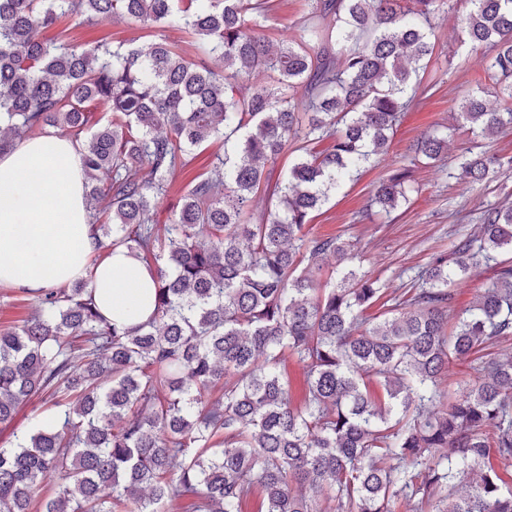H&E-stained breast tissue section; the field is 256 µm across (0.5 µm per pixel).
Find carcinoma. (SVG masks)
<instances>
[{
  "label": "carcinoma",
  "instance_id": "carcinoma-1",
  "mask_svg": "<svg viewBox=\"0 0 512 512\" xmlns=\"http://www.w3.org/2000/svg\"><path fill=\"white\" fill-rule=\"evenodd\" d=\"M299 36L278 49L256 32L272 0H0V153L52 129L84 143L85 196L98 247L123 246L157 274L136 327L98 310L84 283L34 297L0 330V425L37 397L50 429L0 448V512H512V355H486L457 397L448 364L512 338V202L481 215V236L438 257L380 315L388 294L310 214L386 151L435 53L447 0H308ZM466 40L486 49L491 109L466 94L459 116L485 138L512 125V0H469ZM181 24L191 59L165 41L66 48L42 37L65 19ZM224 63L218 73L209 59ZM269 85L228 91L255 69ZM111 112L91 122L87 103ZM224 141L172 223L153 224L169 178L193 149ZM333 140L325 153L309 145ZM300 153L256 219L268 163ZM435 131L414 153L439 159ZM512 170L483 152L461 164L479 184ZM411 171L381 179L389 213ZM338 263L322 284V261ZM305 267H300L302 261ZM495 280L472 306L454 287L479 266ZM304 368L292 401L286 368Z\"/></svg>",
  "mask_w": 512,
  "mask_h": 512
}]
</instances>
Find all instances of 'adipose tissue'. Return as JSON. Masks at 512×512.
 I'll return each mask as SVG.
<instances>
[{
	"mask_svg": "<svg viewBox=\"0 0 512 512\" xmlns=\"http://www.w3.org/2000/svg\"><path fill=\"white\" fill-rule=\"evenodd\" d=\"M83 146L54 135L0 153V286L31 295L87 283L101 313L127 326L153 312L156 273L125 248L98 255L85 200Z\"/></svg>",
	"mask_w": 512,
	"mask_h": 512,
	"instance_id": "1",
	"label": "adipose tissue"
}]
</instances>
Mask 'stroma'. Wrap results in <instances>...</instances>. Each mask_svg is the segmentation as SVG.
Listing matches in <instances>:
<instances>
[{"label": "stroma", "mask_w": 512, "mask_h": 512, "mask_svg": "<svg viewBox=\"0 0 512 512\" xmlns=\"http://www.w3.org/2000/svg\"><path fill=\"white\" fill-rule=\"evenodd\" d=\"M468 10L467 0H448L447 7L437 14L436 59L397 126L387 154L377 165L364 168L331 192L311 214L314 234L341 237L362 255L364 269L393 290L412 287L435 258L451 256L458 240L476 236L483 211L503 200L505 193H512V175L486 186H472L459 177V164L465 156L491 149L512 157V127L486 141L452 122L467 91L493 86L485 50L462 39V19ZM45 36L79 47L131 40L142 47L162 40L184 47L192 40L187 29L174 24L143 26L123 19L94 24L73 19L65 22L63 30L51 29ZM440 125L451 129L440 160L430 165L415 162L417 139ZM223 152L224 144L219 140L193 151L189 164L174 174L167 195L155 209V224L171 222L187 190L209 175L217 155ZM401 167L410 168L413 175L414 189L407 202L388 214L369 210L378 181Z\"/></svg>", "instance_id": "1"}]
</instances>
